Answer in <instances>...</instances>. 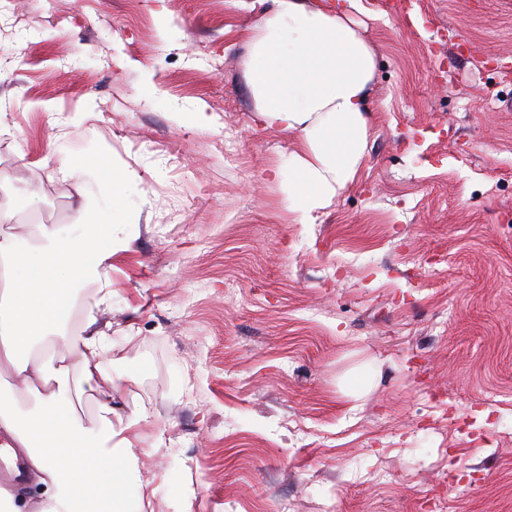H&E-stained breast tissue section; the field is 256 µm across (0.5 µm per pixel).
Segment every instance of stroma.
I'll return each instance as SVG.
<instances>
[{"mask_svg":"<svg viewBox=\"0 0 512 512\" xmlns=\"http://www.w3.org/2000/svg\"><path fill=\"white\" fill-rule=\"evenodd\" d=\"M385 2L361 171L298 224L260 0H0V233L88 195L128 241L95 316L154 512H512V0Z\"/></svg>","mask_w":512,"mask_h":512,"instance_id":"stroma-1","label":"stroma"}]
</instances>
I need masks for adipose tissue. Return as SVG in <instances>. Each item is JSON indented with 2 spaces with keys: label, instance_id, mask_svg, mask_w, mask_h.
Segmentation results:
<instances>
[{
  "label": "adipose tissue",
  "instance_id": "adipose-tissue-1",
  "mask_svg": "<svg viewBox=\"0 0 512 512\" xmlns=\"http://www.w3.org/2000/svg\"><path fill=\"white\" fill-rule=\"evenodd\" d=\"M357 7L358 0L333 10L315 0H271L246 61L259 122L300 135L298 151L279 176L299 224L317 223L331 199L355 182L364 160L376 63L349 17ZM81 217L83 234L62 239L41 228L38 245L26 255L13 235L0 236V374L39 394L44 407L22 417L15 401L0 394V448L23 449L47 490L40 512H124L130 479L144 488L152 482L141 473L137 453L144 418H113L106 402L97 421L78 415L71 370L102 393L113 380L103 369L106 338L95 317H87L76 336L66 334L63 322L71 289L107 278L113 255L125 244L95 234L98 214L91 203L83 204ZM58 266L68 267L70 278L56 277ZM59 340L68 352L52 372L34 348Z\"/></svg>",
  "mask_w": 512,
  "mask_h": 512
}]
</instances>
